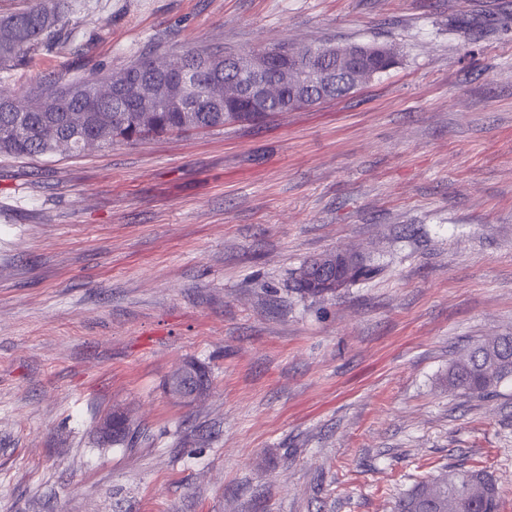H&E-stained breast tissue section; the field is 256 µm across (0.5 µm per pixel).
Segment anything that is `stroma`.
<instances>
[{
    "label": "stroma",
    "instance_id": "stroma-1",
    "mask_svg": "<svg viewBox=\"0 0 512 512\" xmlns=\"http://www.w3.org/2000/svg\"><path fill=\"white\" fill-rule=\"evenodd\" d=\"M21 100L147 52L385 43L396 67L266 121L0 154V512H394L448 466L512 512V0H69ZM378 267L324 297L307 262ZM195 360L210 392L170 400ZM132 414V445L98 422ZM467 363L448 370V389L464 396L486 398L512 378V335L498 336L472 347Z\"/></svg>",
    "mask_w": 512,
    "mask_h": 512
}]
</instances>
